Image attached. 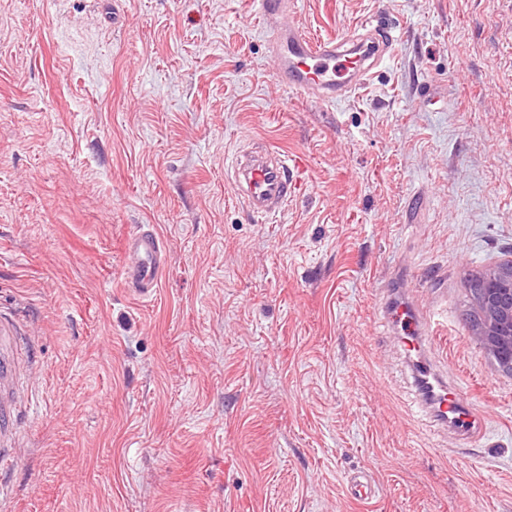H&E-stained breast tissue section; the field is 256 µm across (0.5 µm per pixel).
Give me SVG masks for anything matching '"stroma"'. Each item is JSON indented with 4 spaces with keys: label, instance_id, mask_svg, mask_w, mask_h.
<instances>
[{
    "label": "stroma",
    "instance_id": "35a3bbf8",
    "mask_svg": "<svg viewBox=\"0 0 512 512\" xmlns=\"http://www.w3.org/2000/svg\"><path fill=\"white\" fill-rule=\"evenodd\" d=\"M291 2L316 39L379 21L393 56L319 104L278 84L253 0H0L18 512H512V374L468 320L512 260V0ZM253 140L300 164L271 221L225 180ZM143 224L150 299L122 286ZM396 297L445 317L423 353L476 438L426 405ZM123 252L130 259L124 268V287L142 299L155 295L160 285L167 254L154 229H139L126 237Z\"/></svg>",
    "mask_w": 512,
    "mask_h": 512
}]
</instances>
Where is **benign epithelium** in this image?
<instances>
[{"label": "benign epithelium", "mask_w": 512, "mask_h": 512, "mask_svg": "<svg viewBox=\"0 0 512 512\" xmlns=\"http://www.w3.org/2000/svg\"><path fill=\"white\" fill-rule=\"evenodd\" d=\"M471 301L474 339L497 369L512 372V262L480 275Z\"/></svg>", "instance_id": "1"}]
</instances>
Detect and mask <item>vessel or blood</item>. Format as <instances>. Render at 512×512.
Instances as JSON below:
<instances>
[{
	"mask_svg": "<svg viewBox=\"0 0 512 512\" xmlns=\"http://www.w3.org/2000/svg\"><path fill=\"white\" fill-rule=\"evenodd\" d=\"M258 6L263 21L271 25L275 76L290 94L299 97L321 103L351 97L393 47L390 30L372 22L363 23L357 33L316 40L298 26L275 25V18L287 13L288 0H258ZM230 179L247 210L264 219L276 217L297 186L287 154L260 144L236 157ZM123 252L129 259L124 268L125 287L140 298L153 297L167 261L159 234L152 229L138 230L126 237ZM386 312L408 350L420 351L431 340L432 321L421 317L409 301L390 303ZM26 343L13 321L0 316V470L14 462L6 448L13 444L19 424L31 407L30 400L17 388V352ZM415 381L420 389L431 393L438 420L450 422L468 439L480 433L482 420L467 397L449 389L430 364L416 362Z\"/></svg>",
	"mask_w": 512,
	"mask_h": 512,
	"instance_id": "1",
	"label": "vessel or blood"
}]
</instances>
